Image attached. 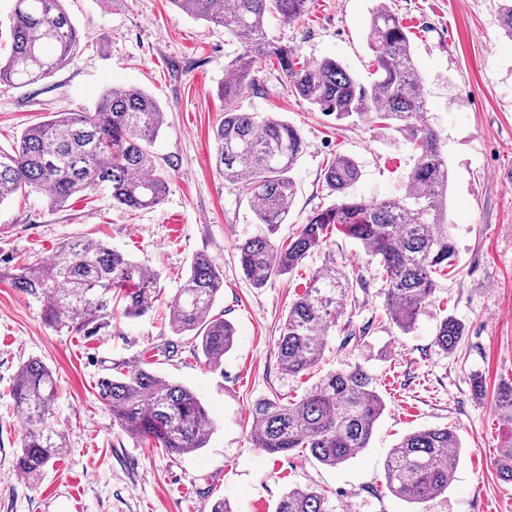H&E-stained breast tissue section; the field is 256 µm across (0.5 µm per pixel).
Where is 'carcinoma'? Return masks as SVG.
Wrapping results in <instances>:
<instances>
[{
  "instance_id": "cac0c4a2",
  "label": "carcinoma",
  "mask_w": 512,
  "mask_h": 512,
  "mask_svg": "<svg viewBox=\"0 0 512 512\" xmlns=\"http://www.w3.org/2000/svg\"><path fill=\"white\" fill-rule=\"evenodd\" d=\"M184 14L224 27L240 52L228 66L220 93L224 114L213 127L215 169L236 186L265 231L236 245L244 276L256 288L285 276L326 243L327 231L358 242L378 265L388 319L409 333L435 290V278L455 259L448 224V158L437 132L422 120L423 80L414 60L407 27L381 0L371 13L368 46L375 79L358 83L339 63L324 59L301 65L290 47L268 37L269 18L303 16L306 0H172ZM11 50L0 58V85L37 83L62 68L75 51L78 31L62 0H13ZM280 68L288 91L319 111L344 119L390 121L415 152L402 195L366 201L349 194L358 180L357 163L338 157L323 179L336 202L313 215L286 243L274 239L286 223L296 195L292 176L302 153L298 129L274 113L247 112L237 102L260 87V63ZM166 124L156 100L135 87H113L92 112H59L28 126L9 150L0 148V203L30 191L53 207L75 196L108 191L112 202L145 209L160 202L167 179L158 172L152 147ZM11 286L44 304L49 325L77 332L144 316L156 297L158 275L103 242L75 239L59 246L53 260L28 261L3 273ZM362 276L330 261L316 269L304 293L288 307L276 343L279 365L298 376L322 359L328 328ZM224 286L222 271L209 258L191 262L188 277L169 305V326L199 340L206 363L220 367L234 346L235 328L212 314ZM463 336L462 323L445 316L434 343L448 351ZM143 360L119 368L99 382V397L129 437L182 456L206 447L215 423L197 395L167 379ZM57 395L52 370L37 358L25 361L13 383V398L24 433L16 470L38 475L64 447L52 425ZM502 419L512 425V385L496 396ZM385 404L373 376L359 364L330 372L298 400L274 394L251 409L255 446L271 454L294 450L336 467L368 447ZM461 442L446 428H425L404 436L384 467L386 486L408 503H424L448 492L459 462ZM501 480L512 482V444L497 463ZM275 512H327L323 494L295 488Z\"/></svg>"
}]
</instances>
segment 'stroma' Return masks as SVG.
Segmentation results:
<instances>
[{
	"mask_svg": "<svg viewBox=\"0 0 512 512\" xmlns=\"http://www.w3.org/2000/svg\"><path fill=\"white\" fill-rule=\"evenodd\" d=\"M378 0H307L301 19L273 18L270 38L299 62L333 59L355 79L373 78L367 25ZM412 36L424 79V118L448 158V222L456 266L438 279L410 333L385 315L376 264L352 239L329 233L323 249L291 274L250 284L236 244L261 232L235 187L215 171L212 128L224 111L219 87L239 45L223 27L193 19L171 0H64L79 44L71 60L37 84L0 86V147L52 112L92 111L112 87H137L167 115L154 152L169 189L158 205L130 211L107 192L50 206L38 193L0 204V270L51 260L60 243L94 238L159 275L158 296L144 317L113 322L87 336L46 322L40 302L0 281V512H275L292 488L324 494L329 512H512V483L496 461L512 427L494 410L491 393L512 382V33L502 0H387ZM259 90L242 103L295 125L302 154L297 194L284 241L333 204L324 168L339 156L360 168L351 195L380 200L400 193L414 154L392 124L352 116L339 121L289 94L284 74L263 66ZM209 256L224 287L214 305L236 330L221 368L205 365L188 336L171 331L168 304L192 259ZM360 268L363 283L329 330L321 371L358 363L376 380L386 408L368 448L334 468L297 453L270 454L254 445L250 410L278 393L301 396L309 377L285 375L276 342L289 304L325 259ZM464 325L453 350L434 343L444 315ZM173 344L174 354L159 348ZM152 358L158 374L189 387L216 423L206 448L172 458L127 436L98 396L113 364ZM37 358L58 384L54 422L66 444L44 474L19 473L14 460L23 423L10 395L15 374ZM482 374L486 398L472 390ZM450 428L461 440L447 493L412 506L386 488L384 464L408 433Z\"/></svg>",
	"mask_w": 512,
	"mask_h": 512,
	"instance_id": "obj_1",
	"label": "stroma"
}]
</instances>
